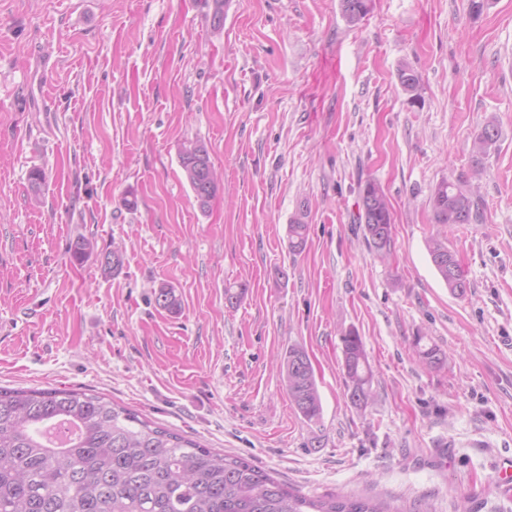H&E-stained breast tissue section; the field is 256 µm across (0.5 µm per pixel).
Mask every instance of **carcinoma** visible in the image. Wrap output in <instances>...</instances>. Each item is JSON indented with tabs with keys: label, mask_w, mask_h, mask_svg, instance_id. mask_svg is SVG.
<instances>
[{
	"label": "carcinoma",
	"mask_w": 512,
	"mask_h": 512,
	"mask_svg": "<svg viewBox=\"0 0 512 512\" xmlns=\"http://www.w3.org/2000/svg\"><path fill=\"white\" fill-rule=\"evenodd\" d=\"M373 0H339L349 24L361 22ZM401 87L419 84L408 67L398 71ZM501 133L489 119L471 143L469 176L439 182L431 196L436 224H478L477 196L484 161L498 150ZM201 141L183 145L179 162L193 194L209 205L218 190L212 162ZM307 210L288 224V248L301 252L308 237ZM358 221L367 248L385 256L392 246L391 204L382 188L368 181L361 191ZM427 250L448 289L459 295L468 283L456 255L440 238ZM346 386L351 403L373 400V370L364 342L354 331L341 337ZM281 369L291 404L307 421L322 414L314 370L304 349L289 346ZM0 512H392L368 499L310 498L289 489L252 462L215 453L198 442L160 427L101 397L73 390L0 389Z\"/></svg>",
	"instance_id": "1"
}]
</instances>
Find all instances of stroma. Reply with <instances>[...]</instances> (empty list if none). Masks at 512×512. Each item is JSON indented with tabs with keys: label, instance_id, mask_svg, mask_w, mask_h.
<instances>
[{
	"label": "stroma",
	"instance_id": "1",
	"mask_svg": "<svg viewBox=\"0 0 512 512\" xmlns=\"http://www.w3.org/2000/svg\"><path fill=\"white\" fill-rule=\"evenodd\" d=\"M211 6L0 0V387L103 396L312 497L512 512L497 486L512 460V0H374L355 26L338 0H225L218 33ZM490 119L483 223H434L435 186L469 173ZM194 140L222 175L204 209L179 163ZM368 180L392 204L384 259L357 223ZM81 236L95 249L76 262ZM437 236L465 294L435 271ZM162 287L178 312L157 306ZM351 331L374 374L362 407L345 385ZM294 344L315 422L279 369ZM430 346L445 364H424ZM304 205L288 225V248L292 253H300L306 245L308 237L307 209ZM427 250L433 266L448 289L459 295L464 294L469 288L468 283L456 255L448 249V245L442 239L432 237L427 242ZM451 266L456 269V275L453 274ZM280 366L291 404L305 420H319L321 398L314 370L304 349L298 345L288 346Z\"/></svg>",
	"mask_w": 512,
	"mask_h": 512
}]
</instances>
